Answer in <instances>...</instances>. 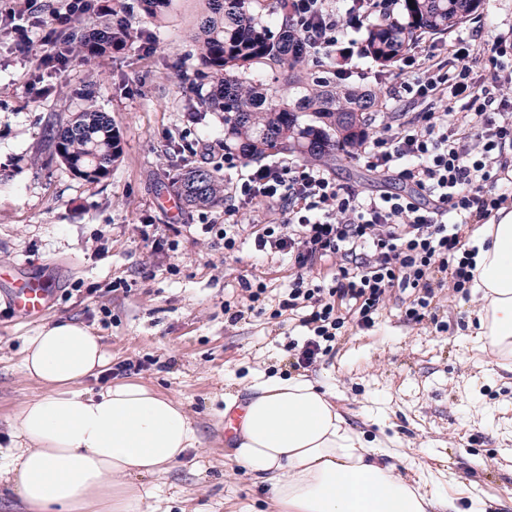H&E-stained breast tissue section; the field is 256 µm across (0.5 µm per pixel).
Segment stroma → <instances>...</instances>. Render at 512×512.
<instances>
[{"label":"stroma","mask_w":512,"mask_h":512,"mask_svg":"<svg viewBox=\"0 0 512 512\" xmlns=\"http://www.w3.org/2000/svg\"><path fill=\"white\" fill-rule=\"evenodd\" d=\"M124 3L133 25L154 44L111 51L87 65L71 57L41 64L44 35L59 39L65 26L54 12L63 0H0V13L17 10L14 27L0 29V268L47 273L55 281L50 309L36 319L14 317L0 281V445L9 441L7 418L30 394L21 361L23 343L43 324L76 319L112 354L113 378L140 380L180 398L194 417L201 445L162 476L152 478L164 512H265V484L233 458L224 429V394L246 401L263 374L304 376L335 395L336 410L367 439L385 445L386 462L403 477L438 483L461 512L481 497L487 512H512V365H492L477 338L478 305L456 291L449 274L435 288L425 318L406 321L411 293L385 296L370 328L346 323L330 352L297 367L295 344L308 330L301 315L270 318L294 271L287 258L257 251L241 237L234 253L205 232L224 221L223 205L179 206L167 214L176 181L201 165L233 183L224 166L221 113L198 108L197 46L190 30L201 0H172L159 25ZM477 52L492 36L512 31V0H485L467 23ZM317 72L335 81L349 73L382 102L368 127L386 136L414 118L404 96L401 67L360 82L371 63L330 47ZM94 103L120 130L123 154L106 179L89 183L51 155L48 123L66 122ZM342 186L366 193H404L410 186L346 158L330 168ZM154 225L168 242L144 241ZM265 283L267 312L251 310L247 283ZM239 318L225 313V306Z\"/></svg>","instance_id":"obj_1"}]
</instances>
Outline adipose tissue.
<instances>
[{
	"label": "adipose tissue",
	"mask_w": 512,
	"mask_h": 512,
	"mask_svg": "<svg viewBox=\"0 0 512 512\" xmlns=\"http://www.w3.org/2000/svg\"><path fill=\"white\" fill-rule=\"evenodd\" d=\"M477 312L484 348L512 361V207L473 240ZM112 356L75 320L43 325L23 348L22 371L37 387L12 414L0 449V483L23 512H149L150 477L200 443L183 402L155 386L118 380L86 389ZM241 407L234 459L266 484L269 512H460L428 482L378 464L381 445L337 412L329 391L302 377L251 383Z\"/></svg>",
	"instance_id": "ef3b65f1"
}]
</instances>
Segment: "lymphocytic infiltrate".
I'll return each instance as SVG.
<instances>
[{"instance_id": "lymphocytic-infiltrate-1", "label": "lymphocytic infiltrate", "mask_w": 512, "mask_h": 512, "mask_svg": "<svg viewBox=\"0 0 512 512\" xmlns=\"http://www.w3.org/2000/svg\"><path fill=\"white\" fill-rule=\"evenodd\" d=\"M289 3L304 37L318 49L343 43L347 29L359 27L376 7V0H343L339 7L333 0ZM448 51L455 61L448 72L434 64L429 49L406 51L403 90L414 101L450 95L454 105L427 108L393 134L365 141L357 155L369 169L410 183L413 194L370 196L336 184L319 166L266 165L229 187L225 224L204 227L230 251L241 207L283 202L281 223L256 229L254 243L287 256L296 271L279 308L302 304L309 310L305 323L314 336L299 353L300 367L310 366L347 320L373 326L391 290L416 292L405 315L418 321L430 305L435 274L452 272L454 288H465L474 265L463 225L486 223L512 202V104L500 94L512 84V37L494 36L492 71L481 81L470 45L457 41ZM332 257L337 269L331 283H317L314 267Z\"/></svg>"}]
</instances>
